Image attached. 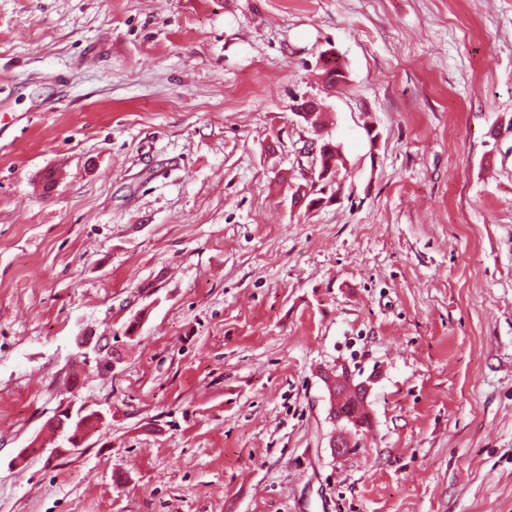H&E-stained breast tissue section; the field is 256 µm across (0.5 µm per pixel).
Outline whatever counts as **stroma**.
<instances>
[{
    "instance_id": "obj_1",
    "label": "stroma",
    "mask_w": 512,
    "mask_h": 512,
    "mask_svg": "<svg viewBox=\"0 0 512 512\" xmlns=\"http://www.w3.org/2000/svg\"><path fill=\"white\" fill-rule=\"evenodd\" d=\"M0 512H512V0H0ZM319 151V144L317 139H311L306 141L304 147L300 151L301 155L307 157L310 160V167L306 170L309 180L312 178L316 179V166H317V155ZM339 157V151L337 146L331 141H323L321 145L319 160H318V172L325 173L324 180L326 182L332 181V177L336 176V162ZM321 379L325 383L329 393L333 416L335 415V407L337 408L341 404L347 392L356 391L359 395L363 396V401L367 404V399L372 388L370 380L367 379L354 384L347 371L343 370L339 372L338 369H336V371L324 372L321 374Z\"/></svg>"
}]
</instances>
